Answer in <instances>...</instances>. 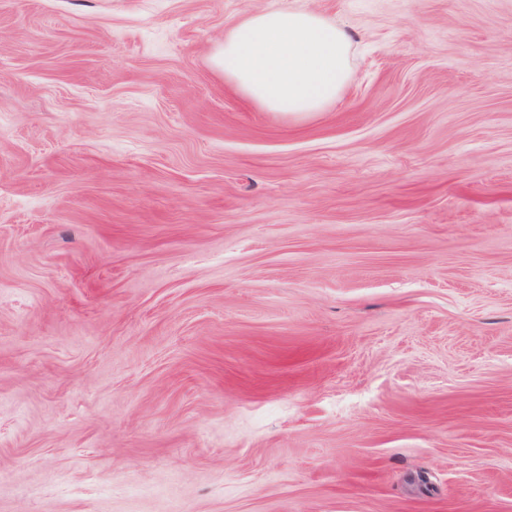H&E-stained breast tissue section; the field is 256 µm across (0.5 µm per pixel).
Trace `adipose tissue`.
<instances>
[{
	"instance_id": "1",
	"label": "adipose tissue",
	"mask_w": 512,
	"mask_h": 512,
	"mask_svg": "<svg viewBox=\"0 0 512 512\" xmlns=\"http://www.w3.org/2000/svg\"><path fill=\"white\" fill-rule=\"evenodd\" d=\"M351 54L349 34L330 18L274 9L236 21L214 64L261 108L302 115L335 103L350 78Z\"/></svg>"
}]
</instances>
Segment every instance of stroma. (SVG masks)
I'll return each mask as SVG.
<instances>
[{"mask_svg": "<svg viewBox=\"0 0 512 512\" xmlns=\"http://www.w3.org/2000/svg\"><path fill=\"white\" fill-rule=\"evenodd\" d=\"M0 512H512V0H0ZM352 41L335 21L306 10L248 13L224 36L215 66L269 112H324L348 84Z\"/></svg>", "mask_w": 512, "mask_h": 512, "instance_id": "obj_1", "label": "stroma"}]
</instances>
